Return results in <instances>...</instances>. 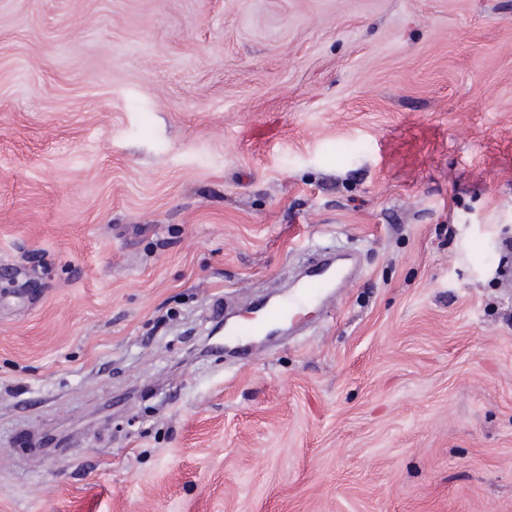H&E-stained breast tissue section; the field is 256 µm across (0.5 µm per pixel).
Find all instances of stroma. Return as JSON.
Listing matches in <instances>:
<instances>
[{
	"label": "stroma",
	"mask_w": 512,
	"mask_h": 512,
	"mask_svg": "<svg viewBox=\"0 0 512 512\" xmlns=\"http://www.w3.org/2000/svg\"><path fill=\"white\" fill-rule=\"evenodd\" d=\"M508 262L512 0H0V512H512ZM341 277V271L332 266H316L298 286L296 298L262 308L260 321L238 322L224 331V340L230 344H242L250 336H264L277 328V322L299 303H314L324 295L327 288Z\"/></svg>",
	"instance_id": "35a3bbf8"
}]
</instances>
